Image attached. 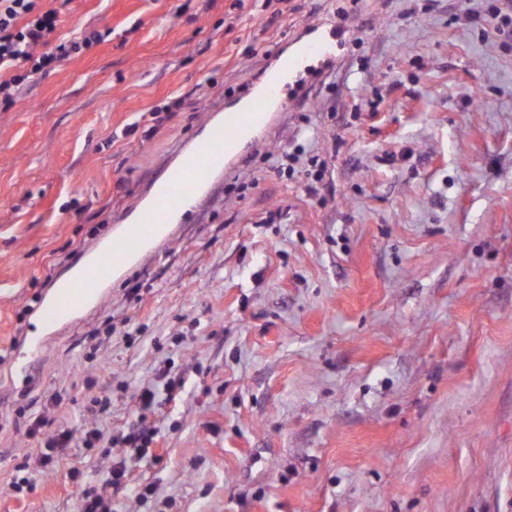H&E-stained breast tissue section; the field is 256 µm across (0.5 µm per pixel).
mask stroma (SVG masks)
Instances as JSON below:
<instances>
[{
    "mask_svg": "<svg viewBox=\"0 0 512 512\" xmlns=\"http://www.w3.org/2000/svg\"><path fill=\"white\" fill-rule=\"evenodd\" d=\"M501 3L56 0L57 36L103 40L0 102V512H80L86 489L116 512H512ZM310 39L325 49L282 84L286 109L93 304L35 335L208 107ZM148 386L157 461L122 442ZM63 429L103 441L41 471ZM122 459L148 499L107 486Z\"/></svg>",
    "mask_w": 512,
    "mask_h": 512,
    "instance_id": "1",
    "label": "stroma"
}]
</instances>
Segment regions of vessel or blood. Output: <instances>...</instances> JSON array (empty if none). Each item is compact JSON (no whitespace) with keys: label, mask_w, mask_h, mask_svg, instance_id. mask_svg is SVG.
Listing matches in <instances>:
<instances>
[{"label":"vessel or blood","mask_w":512,"mask_h":512,"mask_svg":"<svg viewBox=\"0 0 512 512\" xmlns=\"http://www.w3.org/2000/svg\"><path fill=\"white\" fill-rule=\"evenodd\" d=\"M279 107L278 86L270 80L248 102L221 108L219 119L207 127L205 136L194 141L176 162L165 166L152 182L144 201L129 212V224L121 237L101 250L84 267L80 279L55 297L50 305L52 315L69 314L131 256L143 253L154 233L201 195L214 172L232 159L245 141L265 128Z\"/></svg>","instance_id":"1"}]
</instances>
